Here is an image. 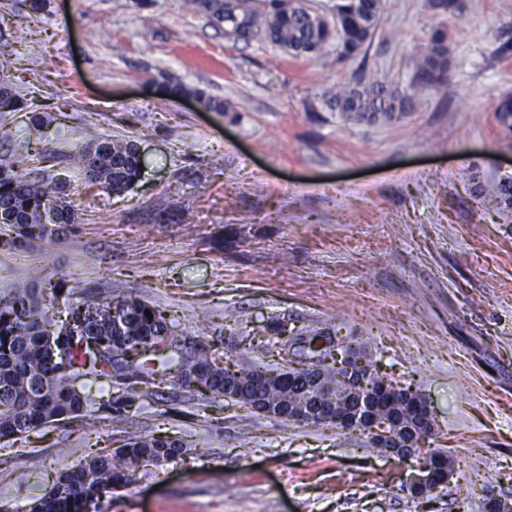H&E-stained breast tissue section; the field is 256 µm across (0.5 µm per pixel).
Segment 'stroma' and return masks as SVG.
I'll return each mask as SVG.
<instances>
[{"mask_svg":"<svg viewBox=\"0 0 512 512\" xmlns=\"http://www.w3.org/2000/svg\"><path fill=\"white\" fill-rule=\"evenodd\" d=\"M382 0L378 29L352 58L294 57L230 38L184 0H0V42L24 102L0 155L26 141L72 184L66 239L0 253V293L39 271L78 279L86 299L136 296L181 336L202 331L225 361L263 353L272 321L302 336L338 334L433 412L410 458L336 427L283 422L221 397L157 388L124 420L85 435L78 422L0 439V512H23L58 471L141 431L181 437L188 454L100 512H485L512 504V214L492 189L512 170L495 108L512 94V0ZM448 29L451 68L412 87L431 31ZM411 89L392 122L346 123L322 95L356 79ZM181 81L226 109L161 101ZM45 115L34 126L33 113ZM100 138L132 139L144 159L116 195L68 170ZM71 454L58 458L57 449ZM454 462L446 486L407 483L428 452ZM27 458L14 470L11 457Z\"/></svg>","mask_w":512,"mask_h":512,"instance_id":"stroma-1","label":"stroma"}]
</instances>
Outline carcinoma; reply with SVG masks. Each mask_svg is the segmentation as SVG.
<instances>
[{
	"mask_svg": "<svg viewBox=\"0 0 512 512\" xmlns=\"http://www.w3.org/2000/svg\"><path fill=\"white\" fill-rule=\"evenodd\" d=\"M186 2L190 9L224 24L239 40L249 41L262 31L268 43L295 57L317 55L335 42L343 59L357 55L373 37L381 10V0L342 3L334 28L307 9L303 0H263L261 7L232 0ZM431 6L440 15H453L463 8L462 0H431ZM448 41L447 28L437 26L415 63V73L427 75L433 86L448 74ZM155 93L162 100L190 97L206 109L227 111L224 102L180 81L158 83ZM324 98L325 105L346 122L392 121L413 110L407 90L378 80H359L326 92ZM21 109L11 81L1 70L0 116ZM495 118L504 133L512 134V95L501 98ZM43 159L39 152L0 157V252L18 251L37 241L54 243L76 223L70 195L60 194L53 176L44 169L30 167ZM72 161L86 179L114 194L127 191L141 177L137 145L129 139H99ZM494 199L504 209H512V176L499 179ZM44 279L42 284L0 295V439H21L41 426L73 419L95 432L102 420L100 411L121 418L143 397L133 385L155 381L191 395L236 393L235 402L249 410L269 406L276 420L319 425L318 416L301 418L296 413L305 396L308 371L288 364L273 368L255 360L228 375L217 351L187 336L173 337L167 315L144 300L130 296L115 302L74 301L76 286L68 288L47 275ZM91 307L101 314L87 322L83 314ZM114 309L124 319L119 328L112 320ZM80 377L109 381L116 393L98 404L77 390L74 380ZM329 381L333 385L320 396L327 404L324 414L336 412L341 417L350 392L336 378ZM368 384L369 403L394 417L399 428H422L417 415L423 404L420 394L376 370L369 373ZM187 452L179 438L130 433L114 451L90 454L79 467L57 473L52 486L32 499L28 512H92L102 497Z\"/></svg>",
	"mask_w": 512,
	"mask_h": 512,
	"instance_id": "1",
	"label": "carcinoma"
}]
</instances>
